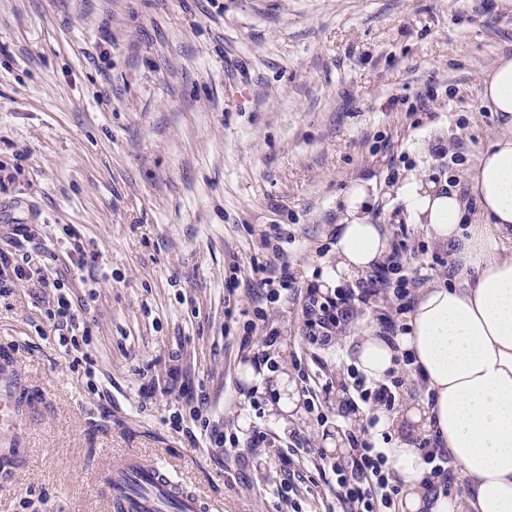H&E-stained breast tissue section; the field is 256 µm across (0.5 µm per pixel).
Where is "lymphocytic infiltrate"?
Returning a JSON list of instances; mask_svg holds the SVG:
<instances>
[{"label": "lymphocytic infiltrate", "instance_id": "1", "mask_svg": "<svg viewBox=\"0 0 512 512\" xmlns=\"http://www.w3.org/2000/svg\"><path fill=\"white\" fill-rule=\"evenodd\" d=\"M39 224L13 225L0 245V295L9 293L18 281L32 283L47 316L59 333L60 346L77 345L88 340L92 326L83 306L75 304L62 274H49L47 266L31 263L29 252L43 237ZM262 255L249 261L231 260L228 264L229 288L224 296L227 313H239L243 333L236 336L237 354L254 368H274L283 343L280 328L270 322L272 305L287 306L291 297L302 299V343L292 354L298 372L307 412L316 416L318 425L329 421L327 410L335 393L347 394L338 405L339 416L368 411L366 424L349 430L347 457L328 461L324 455H312L298 429L275 431L267 422L252 423L247 429L232 430L211 423L207 396L192 403L189 415L198 430H186L187 438L203 431L209 446L227 448L236 467L252 468L258 487L271 493L275 512H301L302 501L322 512H396L401 484L385 451L391 434L387 429L403 395L422 396V381L411 378L409 356L396 357V366L386 378L367 377L356 367L329 371L322 352L334 349L340 337L357 319L361 307L373 306L374 322L380 336L394 339L407 331L406 317L411 313L415 292L425 281L428 265L442 266L446 257L433 255L431 263H419L411 277L400 276L409 250L408 233L394 235L392 250L385 261L362 278L353 288L322 292L319 285L300 286L288 260V232L281 225L260 231L256 241ZM250 284V303L240 308L239 283ZM425 471L423 480L431 492H447L453 481L448 451L432 438L417 440ZM264 449L270 466H261L253 452ZM335 486L334 496L324 493Z\"/></svg>", "mask_w": 512, "mask_h": 512}]
</instances>
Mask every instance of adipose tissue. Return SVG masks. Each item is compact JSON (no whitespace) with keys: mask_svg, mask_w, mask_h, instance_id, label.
Masks as SVG:
<instances>
[{"mask_svg":"<svg viewBox=\"0 0 512 512\" xmlns=\"http://www.w3.org/2000/svg\"><path fill=\"white\" fill-rule=\"evenodd\" d=\"M481 102L512 117V59L503 57L482 76ZM374 181L356 180L342 192L336 226V273H365L391 251L390 238L368 212ZM398 197L412 223L457 259L451 283L421 289L407 318L409 331L395 343L375 329H357V368L385 378L397 351L415 354L431 399L408 413L426 434L437 436L451 464L469 484L464 497L430 494L420 452L411 436L390 451L403 484V512H512V134L498 137L467 175V193L410 177Z\"/></svg>","mask_w":512,"mask_h":512,"instance_id":"ef3b65f1","label":"adipose tissue"}]
</instances>
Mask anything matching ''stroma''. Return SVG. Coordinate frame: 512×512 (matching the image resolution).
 I'll use <instances>...</instances> for the list:
<instances>
[{
  "mask_svg": "<svg viewBox=\"0 0 512 512\" xmlns=\"http://www.w3.org/2000/svg\"><path fill=\"white\" fill-rule=\"evenodd\" d=\"M512 58V0H0V225L77 233L95 283L48 260L88 309L74 364L27 282L0 297V351L30 401L26 453L0 472V512H106L107 466L165 465L208 512H274L252 472L193 444L170 416L206 393L216 422L247 428L291 365L247 378L224 308L231 255L284 225L302 282L336 264V207L374 180L376 223L425 174L462 191L502 130L481 77ZM430 90L429 111L412 106ZM394 160H387V153ZM179 355L184 394L143 401Z\"/></svg>",
  "mask_w": 512,
  "mask_h": 512,
  "instance_id": "35a3bbf8",
  "label": "stroma"
}]
</instances>
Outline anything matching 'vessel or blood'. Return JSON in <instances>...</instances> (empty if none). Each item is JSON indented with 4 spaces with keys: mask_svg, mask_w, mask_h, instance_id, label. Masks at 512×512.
Listing matches in <instances>:
<instances>
[{
    "mask_svg": "<svg viewBox=\"0 0 512 512\" xmlns=\"http://www.w3.org/2000/svg\"><path fill=\"white\" fill-rule=\"evenodd\" d=\"M23 379L11 358L0 359V459L23 453L19 429L23 421L19 397ZM110 512H205L201 499L184 490L161 465L128 453L106 476Z\"/></svg>",
    "mask_w": 512,
    "mask_h": 512,
    "instance_id": "vessel-or-blood-1",
    "label": "vessel or blood"
}]
</instances>
